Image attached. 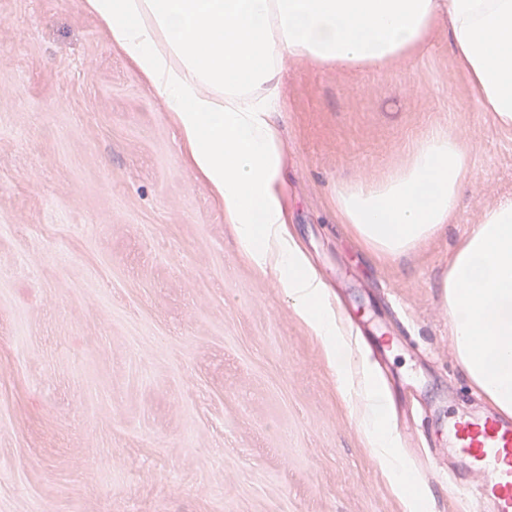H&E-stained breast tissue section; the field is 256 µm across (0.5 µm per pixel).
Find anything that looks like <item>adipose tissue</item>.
<instances>
[{
  "label": "adipose tissue",
  "mask_w": 512,
  "mask_h": 512,
  "mask_svg": "<svg viewBox=\"0 0 512 512\" xmlns=\"http://www.w3.org/2000/svg\"><path fill=\"white\" fill-rule=\"evenodd\" d=\"M111 46L159 95L203 179L235 225L242 257L273 275L297 317L356 397L360 429L410 512L413 478L397 451L387 397L354 347L322 280L286 224L287 183L273 115L285 60L380 70L411 58L441 22L485 111L512 125V0H85ZM465 144L445 129L415 142L406 164L336 190V216L381 257L436 234L457 211ZM452 341L470 380L512 414V201L486 211L456 252L444 285Z\"/></svg>",
  "instance_id": "obj_1"
}]
</instances>
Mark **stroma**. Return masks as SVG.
<instances>
[{"mask_svg": "<svg viewBox=\"0 0 512 512\" xmlns=\"http://www.w3.org/2000/svg\"><path fill=\"white\" fill-rule=\"evenodd\" d=\"M277 113L288 231L328 289L388 329L398 408L444 418L475 387L444 282L512 198V125L483 110L447 27L384 70L288 60ZM470 145L457 216L385 260L336 220L431 129ZM0 512H407L319 338L185 165L163 100L84 0H0Z\"/></svg>", "mask_w": 512, "mask_h": 512, "instance_id": "stroma-1", "label": "stroma"}]
</instances>
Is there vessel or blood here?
I'll use <instances>...</instances> for the list:
<instances>
[{
    "instance_id": "b4317fda",
    "label": "vessel or blood",
    "mask_w": 512,
    "mask_h": 512,
    "mask_svg": "<svg viewBox=\"0 0 512 512\" xmlns=\"http://www.w3.org/2000/svg\"><path fill=\"white\" fill-rule=\"evenodd\" d=\"M427 464L475 512H512V416L478 408L452 418Z\"/></svg>"
}]
</instances>
